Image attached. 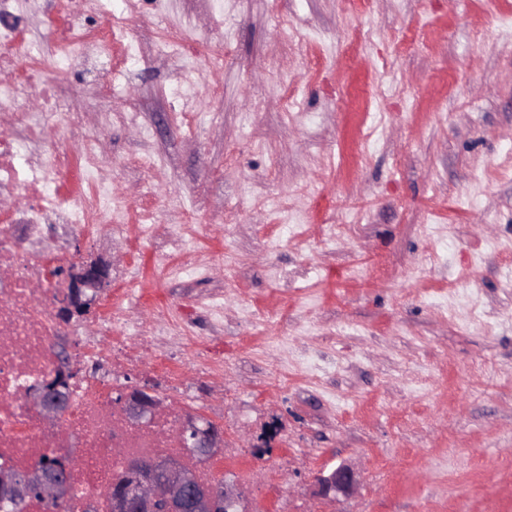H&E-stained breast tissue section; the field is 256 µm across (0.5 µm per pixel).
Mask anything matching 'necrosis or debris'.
I'll return each instance as SVG.
<instances>
[{
    "label": "necrosis or debris",
    "instance_id": "4bbe7bcc",
    "mask_svg": "<svg viewBox=\"0 0 512 512\" xmlns=\"http://www.w3.org/2000/svg\"><path fill=\"white\" fill-rule=\"evenodd\" d=\"M77 11L62 10L45 21L53 41L35 48L21 32L27 0H0V117L9 116L8 130L0 132V197H25V204L0 209V469L34 467L55 449L71 464V488L60 507L48 510L41 502L25 503L23 512H110L104 491L125 467L126 456L161 455L177 459L210 480L223 468V459L201 461L179 443L186 421L183 406L166 399L162 412L137 422L128 421L113 400L115 388L106 381H69V408L58 421L47 422L30 401L56 374V341L72 335V328L55 314L61 295L49 270L57 255L42 245L38 232L45 224L72 227L101 220L120 222L122 211L113 204L111 184L98 193L76 190L60 193L68 182L70 159L45 134L44 117L59 115L64 125L78 130L81 113L62 111L50 74L61 54L59 41L77 32V52L68 66L79 73L93 58L111 53L112 41L123 29L114 18L112 0H75ZM82 27H75V14ZM121 316L105 309L96 333L110 342L99 357L123 372L142 368L140 350L153 346V326L134 327L139 337L131 346L112 333Z\"/></svg>",
    "mask_w": 512,
    "mask_h": 512
}]
</instances>
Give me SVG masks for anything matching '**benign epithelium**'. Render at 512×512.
<instances>
[{"label": "benign epithelium", "mask_w": 512, "mask_h": 512, "mask_svg": "<svg viewBox=\"0 0 512 512\" xmlns=\"http://www.w3.org/2000/svg\"><path fill=\"white\" fill-rule=\"evenodd\" d=\"M108 271V264L101 261H80L57 267L52 276L65 283L67 288L57 309L58 316L65 322L83 319L89 312L87 291L102 287ZM58 360L59 380L48 382L34 397L42 415L49 421L59 419L66 406L62 384L68 374L65 350L59 351ZM120 403L133 418L162 410V404L139 387L124 394ZM190 440L197 448H221L224 433L219 429L197 430ZM127 467L131 473L130 482L109 493L113 512H216L221 502L235 507L246 500V491L239 483L226 479L220 484L200 486L194 474L174 460L134 457L128 460ZM67 483L66 470L32 469L3 478L0 490L16 498L53 501L62 496ZM317 485L318 494L324 498L339 494L350 496L356 490L358 476L350 466L342 464L326 475L320 474Z\"/></svg>", "instance_id": "7a95c632"}]
</instances>
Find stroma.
Returning <instances> with one entry per match:
<instances>
[{
	"instance_id": "35a3bbf8",
	"label": "stroma",
	"mask_w": 512,
	"mask_h": 512,
	"mask_svg": "<svg viewBox=\"0 0 512 512\" xmlns=\"http://www.w3.org/2000/svg\"><path fill=\"white\" fill-rule=\"evenodd\" d=\"M112 8L141 60L54 78L106 131L124 225L59 246L108 264L96 313L184 326L142 357L245 454L224 478L260 512H512V0ZM147 209L164 233L140 232ZM272 423L254 454L244 433ZM341 464L355 497L318 496Z\"/></svg>"
}]
</instances>
